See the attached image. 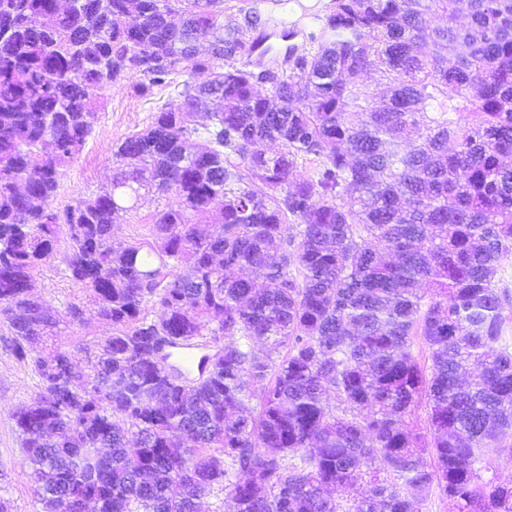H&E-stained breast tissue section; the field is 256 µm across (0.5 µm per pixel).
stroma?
Returning a JSON list of instances; mask_svg holds the SVG:
<instances>
[{
  "label": "stroma",
  "instance_id": "obj_1",
  "mask_svg": "<svg viewBox=\"0 0 512 512\" xmlns=\"http://www.w3.org/2000/svg\"><path fill=\"white\" fill-rule=\"evenodd\" d=\"M176 86L156 87L140 94L137 82L125 79L103 91L104 103L98 110L83 152L62 176L52 205L64 209L83 197L92 195L112 180V152L125 137L145 128L154 112L175 95ZM166 197L142 195L136 208L123 214L114 224V244H134L151 239L155 212L165 206ZM31 292L48 301L62 330L56 343L61 348L82 349L84 356H94L101 343L113 333L112 325L101 319L92 293L72 282L61 257H54L32 276ZM79 316H72V309ZM39 378L31 362L18 360L12 350L11 333L0 321V498L10 512H38L34 481L23 462V450L12 415L28 403L38 390Z\"/></svg>",
  "mask_w": 512,
  "mask_h": 512
}]
</instances>
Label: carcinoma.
Returning a JSON list of instances; mask_svg holds the SVG:
<instances>
[{
  "label": "carcinoma",
  "instance_id": "carcinoma-1",
  "mask_svg": "<svg viewBox=\"0 0 512 512\" xmlns=\"http://www.w3.org/2000/svg\"><path fill=\"white\" fill-rule=\"evenodd\" d=\"M267 21L226 24L224 0H0V318L22 361L57 334L29 288L64 238L114 327L85 364L33 359L13 419L40 512H197L217 487L234 512H419L435 490L512 512L493 472L512 462V0H330L263 95L247 58ZM183 73L208 79L116 147L108 187L45 206L98 91ZM144 191L173 198L154 242L112 244ZM208 335L224 345L197 379L152 355Z\"/></svg>",
  "mask_w": 512,
  "mask_h": 512
}]
</instances>
